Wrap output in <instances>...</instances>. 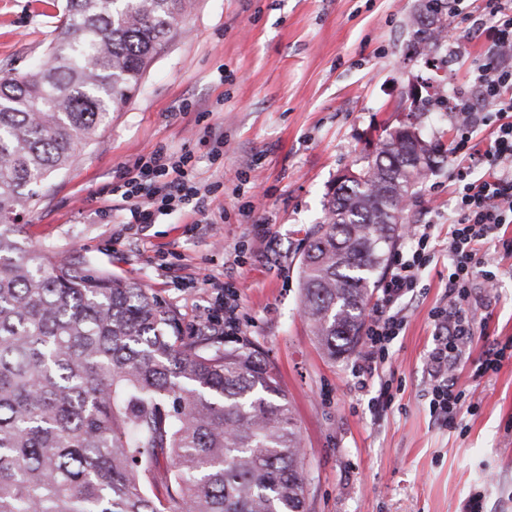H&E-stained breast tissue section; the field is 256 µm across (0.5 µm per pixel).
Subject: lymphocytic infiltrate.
Segmentation results:
<instances>
[{
    "label": "lymphocytic infiltrate",
    "instance_id": "obj_1",
    "mask_svg": "<svg viewBox=\"0 0 512 512\" xmlns=\"http://www.w3.org/2000/svg\"><path fill=\"white\" fill-rule=\"evenodd\" d=\"M492 40L477 67L474 83L481 100L490 109L483 123L491 128L489 145H482L470 119L473 104L460 100V119L449 147L454 165L449 178L455 186V202L448 219L447 304L434 307L429 317L434 326L433 346L428 356L429 411L441 424L454 426L458 416L472 414L465 390L453 375L458 364L470 354L475 320L465 308L476 276L493 282L496 275L483 266L481 251L490 245L512 253V240L500 236L503 225L512 224V63L503 54L512 48V0H484ZM190 154L172 155L158 148L125 169L122 181L113 185L133 224L154 223L156 215L185 207L205 214L208 189L194 182L189 173ZM481 177H474L475 168ZM412 240L408 251H397L383 285L380 300L366 316L362 364L357 376L372 375L388 360L393 341L406 325L400 301L413 293L431 257V225L406 229Z\"/></svg>",
    "mask_w": 512,
    "mask_h": 512
}]
</instances>
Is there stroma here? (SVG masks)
Instances as JSON below:
<instances>
[{
  "label": "stroma",
  "instance_id": "stroma-1",
  "mask_svg": "<svg viewBox=\"0 0 512 512\" xmlns=\"http://www.w3.org/2000/svg\"><path fill=\"white\" fill-rule=\"evenodd\" d=\"M426 0H193L180 31L154 56L131 99L111 114L72 165L41 189L20 221L33 245L144 288L196 340L225 282L237 287L236 339L258 349L292 403L306 452L309 512H512V363L476 376L488 340L512 338V254L490 251L493 294L476 289L475 337L457 373L477 405L454 428L436 424L424 396L432 307L448 278L449 163L429 171L409 202V222L437 242L407 325L382 377L399 390L373 406L360 388V349L328 358L301 308L299 262L338 177L373 151L383 127L406 121L450 142L455 115L412 112L416 80L456 103L476 98L475 62L489 44L473 0L448 13L432 56L408 51L410 22ZM64 0H0V77L45 60ZM224 129L212 161L205 126ZM191 154L199 183H217L200 224L191 210L128 224L112 186L157 146ZM252 206L250 217L241 208Z\"/></svg>",
  "mask_w": 512,
  "mask_h": 512
}]
</instances>
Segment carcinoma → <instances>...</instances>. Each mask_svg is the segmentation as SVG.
<instances>
[{
	"label": "carcinoma",
	"mask_w": 512,
	"mask_h": 512,
	"mask_svg": "<svg viewBox=\"0 0 512 512\" xmlns=\"http://www.w3.org/2000/svg\"><path fill=\"white\" fill-rule=\"evenodd\" d=\"M190 4L66 0L51 64L0 78V512H307L291 404L249 342H183L145 289L56 259L15 223L138 88ZM427 11L412 50L445 38L448 0ZM444 153L385 132L306 233L302 311L328 356L359 342L403 203Z\"/></svg>",
	"instance_id": "carcinoma-1"
}]
</instances>
